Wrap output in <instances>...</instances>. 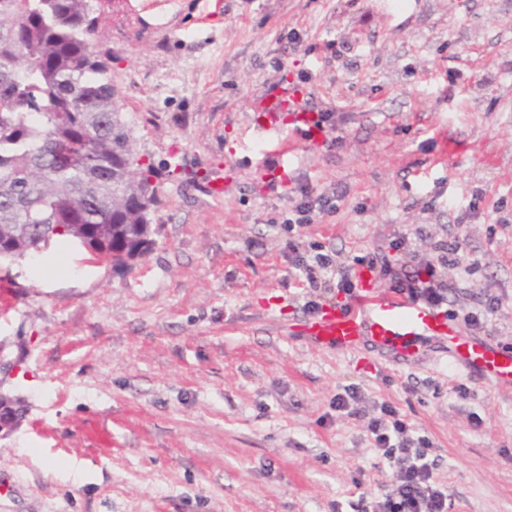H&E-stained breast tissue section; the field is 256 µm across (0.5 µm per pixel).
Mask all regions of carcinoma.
Instances as JSON below:
<instances>
[{
  "mask_svg": "<svg viewBox=\"0 0 512 512\" xmlns=\"http://www.w3.org/2000/svg\"><path fill=\"white\" fill-rule=\"evenodd\" d=\"M96 0H0V260L55 237L125 268L155 244L160 170L136 151Z\"/></svg>",
  "mask_w": 512,
  "mask_h": 512,
  "instance_id": "carcinoma-1",
  "label": "carcinoma"
}]
</instances>
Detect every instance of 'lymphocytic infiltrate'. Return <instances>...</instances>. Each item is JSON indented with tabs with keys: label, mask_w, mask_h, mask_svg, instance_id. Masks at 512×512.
I'll list each match as a JSON object with an SVG mask.
<instances>
[{
	"label": "lymphocytic infiltrate",
	"mask_w": 512,
	"mask_h": 512,
	"mask_svg": "<svg viewBox=\"0 0 512 512\" xmlns=\"http://www.w3.org/2000/svg\"><path fill=\"white\" fill-rule=\"evenodd\" d=\"M339 200V194L333 190L320 192L309 186L294 188L292 216L285 224L290 227L314 223L316 218L335 213ZM289 249L295 278L303 287L318 286L346 296L354 291L355 265L338 263L334 254L325 252L319 243L304 246L293 243ZM358 264L390 277L397 292L440 309L448 304V283L434 264L427 263L409 271L379 254L358 257ZM375 410L367 426L370 443L386 461L393 478L380 494L359 497L351 506L352 512H450L452 499L447 485L436 473L433 442L402 419L391 403L380 402Z\"/></svg>",
	"instance_id": "1"
}]
</instances>
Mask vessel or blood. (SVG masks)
<instances>
[{
	"label": "vessel or blood",
	"instance_id": "1",
	"mask_svg": "<svg viewBox=\"0 0 512 512\" xmlns=\"http://www.w3.org/2000/svg\"><path fill=\"white\" fill-rule=\"evenodd\" d=\"M317 120V111L290 83L267 97L257 118L266 130L278 133L275 151L284 163L296 159L299 143L316 134ZM359 280L346 304L328 305L305 317L298 335L327 348L366 346L395 364L417 361L425 341L435 339L445 345L450 366L498 388L512 389V350L465 333L442 311L406 295H375L369 270H361Z\"/></svg>",
	"mask_w": 512,
	"mask_h": 512
}]
</instances>
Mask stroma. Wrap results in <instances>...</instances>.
I'll return each mask as SVG.
<instances>
[{
    "instance_id": "stroma-1",
    "label": "stroma",
    "mask_w": 512,
    "mask_h": 512,
    "mask_svg": "<svg viewBox=\"0 0 512 512\" xmlns=\"http://www.w3.org/2000/svg\"><path fill=\"white\" fill-rule=\"evenodd\" d=\"M98 15L137 151L182 172L162 175L156 245L131 271L60 238L0 262V394L20 411L0 436V512H351L391 478L367 432L384 400L433 440L451 512H512V390L437 342L394 365L296 336L287 247L350 262L420 225L431 237L410 248L434 262L459 239L474 269H448L452 307L493 289L490 341L512 348V224L497 222L512 221V0H100ZM287 81L342 142H304L272 190L278 160L247 128ZM218 169L215 198L201 177ZM300 185L346 196L287 232ZM349 386L358 419L331 407Z\"/></svg>"
}]
</instances>
